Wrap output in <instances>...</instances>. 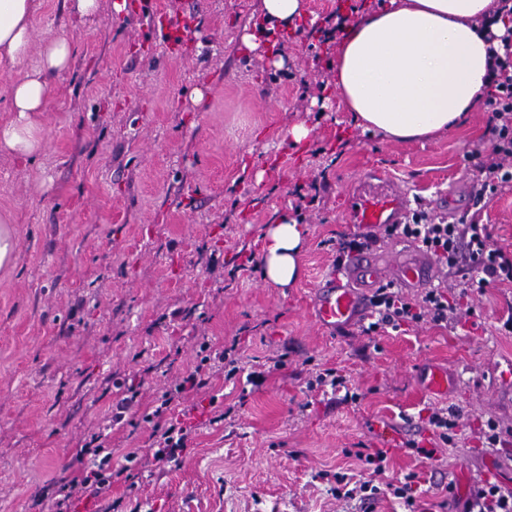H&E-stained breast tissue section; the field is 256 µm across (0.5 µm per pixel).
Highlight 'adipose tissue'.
Listing matches in <instances>:
<instances>
[{
  "label": "adipose tissue",
  "mask_w": 512,
  "mask_h": 512,
  "mask_svg": "<svg viewBox=\"0 0 512 512\" xmlns=\"http://www.w3.org/2000/svg\"><path fill=\"white\" fill-rule=\"evenodd\" d=\"M493 0H389L349 26L336 56V91L359 127L394 141L429 138L473 111L493 79L489 35L512 34V15ZM32 0H0V58L25 64L33 43ZM68 37L44 40L38 63L11 84L0 150L30 156L43 145L36 121L48 79L69 67ZM303 231L281 220L265 235L264 276L287 286L300 274Z\"/></svg>",
  "instance_id": "adipose-tissue-1"
}]
</instances>
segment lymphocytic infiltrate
<instances>
[{
    "instance_id": "obj_1",
    "label": "lymphocytic infiltrate",
    "mask_w": 512,
    "mask_h": 512,
    "mask_svg": "<svg viewBox=\"0 0 512 512\" xmlns=\"http://www.w3.org/2000/svg\"><path fill=\"white\" fill-rule=\"evenodd\" d=\"M492 60L495 79L487 92L485 105L492 112L495 124L483 165L485 179L479 189L483 196L512 185V50L501 56L493 55ZM390 232L420 242L443 267L471 269L474 277L468 284L469 290L481 291L492 284H512V253L490 246L488 228L480 224L477 217L450 223L419 210L413 213L411 223L392 225ZM373 303L377 319L365 327L368 335L390 329L398 331L427 320L439 325L455 320L458 314L456 304L450 302L447 289L441 285L425 289L417 298L407 297L397 288H380L375 292ZM201 349L200 361L182 376L174 390L161 395L153 411L142 415L143 422L150 428L152 463L157 469L164 471L180 465L192 440L191 428L172 415L174 401H185L191 393L206 386L216 371H223L228 381L240 371L234 347L219 350L205 342ZM105 440L103 434L92 435L90 445L83 448L89 460L80 476L64 483L48 481L34 496V503H41L50 495L55 499V512H74L75 503L85 499L97 502L96 512H112L107 503L112 483L116 478L130 475L137 457L131 453L123 462L113 463L112 449ZM336 482V495L340 498H357L367 504L378 500L385 491L403 504L406 512H416L418 507L416 493L420 476L415 472L387 482L383 487L375 485L372 479L351 481L345 474L337 475Z\"/></svg>"
}]
</instances>
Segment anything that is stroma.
I'll return each mask as SVG.
<instances>
[{
  "mask_svg": "<svg viewBox=\"0 0 512 512\" xmlns=\"http://www.w3.org/2000/svg\"><path fill=\"white\" fill-rule=\"evenodd\" d=\"M154 2L193 20L176 50L151 43L139 0H99L92 17L69 0H34L35 41L68 36L73 59L49 80L41 151L0 152L13 239L0 269V512H33L46 480L79 474L76 451L105 429L118 384L138 385L141 407L152 406L206 340L237 344L241 368L268 365L265 382L217 376L194 393L196 433L171 470L152 468L140 416L109 430L113 460L138 456L136 489L112 486L119 512H363L335 497L336 473L357 466L347 448L386 449L385 479L419 473L428 512H462L489 481L512 489V335L498 329L512 285L467 293L471 271H450L458 321L404 332L367 335L357 321L325 330L310 313L339 242L359 234L340 195L373 166L412 207L478 215L492 247L512 251V188L475 198L473 151L491 136V112L419 141L355 126L334 85L341 34L325 18L353 21L380 0H305L287 28L264 22L261 0ZM297 124L311 130L298 144L288 135ZM296 193L311 199L299 211ZM284 217L304 244L299 279L281 287L240 266L263 260L266 230ZM428 363L448 367L450 393L421 389ZM322 368L345 374L357 401L307 390ZM433 406L457 411L452 443L436 444ZM218 408L227 416L214 425ZM491 419L508 433L502 447L484 444Z\"/></svg>",
  "mask_w": 512,
  "mask_h": 512,
  "instance_id": "1",
  "label": "stroma"
}]
</instances>
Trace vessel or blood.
I'll return each instance as SVG.
<instances>
[{"label": "vessel or blood", "mask_w": 512, "mask_h": 512, "mask_svg": "<svg viewBox=\"0 0 512 512\" xmlns=\"http://www.w3.org/2000/svg\"><path fill=\"white\" fill-rule=\"evenodd\" d=\"M152 28L171 48L182 37L180 25L163 14L154 16ZM409 206L407 192L384 171L374 167L353 183L345 197L344 213L347 223L379 235L392 225L405 223ZM437 276L434 258L416 247L385 260L365 251L351 253L340 272L330 273L320 283L313 305V319L328 330L348 325L363 314L362 289L392 285L420 290L430 287ZM423 386L431 393L448 392L447 371L439 367L428 368L423 374Z\"/></svg>", "instance_id": "b4317fda"}]
</instances>
